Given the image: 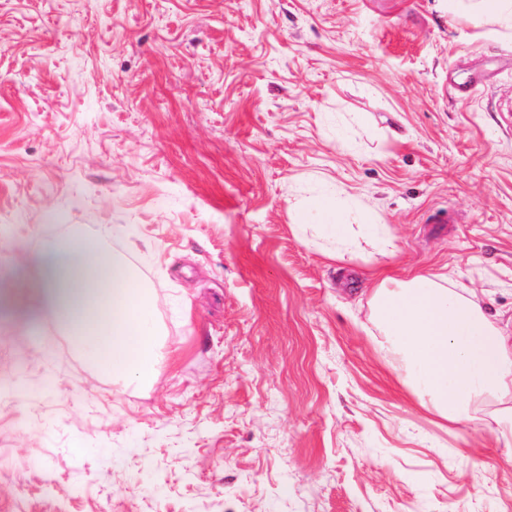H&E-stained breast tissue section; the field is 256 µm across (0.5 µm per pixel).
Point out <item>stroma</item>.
Returning <instances> with one entry per match:
<instances>
[{"label":"stroma","instance_id":"35a3bbf8","mask_svg":"<svg viewBox=\"0 0 512 512\" xmlns=\"http://www.w3.org/2000/svg\"><path fill=\"white\" fill-rule=\"evenodd\" d=\"M326 185L394 253L300 232ZM101 230L163 359L116 383L1 310L0 512H512V447L419 406L367 293L432 270L512 322V31L448 0H0V286Z\"/></svg>","mask_w":512,"mask_h":512}]
</instances>
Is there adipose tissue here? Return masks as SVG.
<instances>
[{"label":"adipose tissue","instance_id":"1","mask_svg":"<svg viewBox=\"0 0 512 512\" xmlns=\"http://www.w3.org/2000/svg\"><path fill=\"white\" fill-rule=\"evenodd\" d=\"M294 209L299 227L313 222L330 232L339 259L356 249L366 227L384 224L336 192L304 199ZM377 240L381 249L393 250L389 232L382 229ZM374 282L378 345L412 371L410 390L420 406L457 425L493 406L499 433L512 446V338L477 301L439 284L434 274L378 275ZM0 303L48 308L70 342L114 380L147 384L154 377L160 354L153 308L126 260L107 253L99 235L47 244L28 288Z\"/></svg>","mask_w":512,"mask_h":512}]
</instances>
